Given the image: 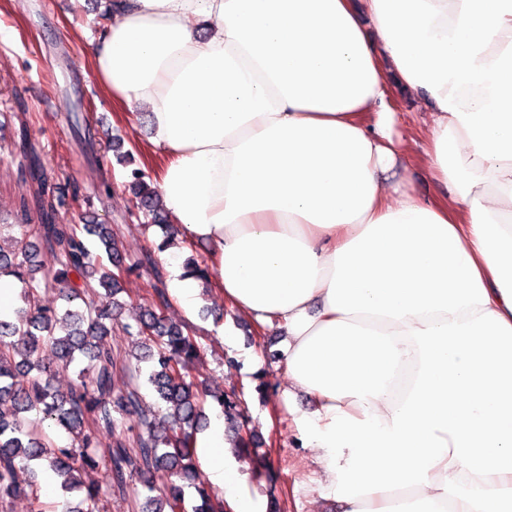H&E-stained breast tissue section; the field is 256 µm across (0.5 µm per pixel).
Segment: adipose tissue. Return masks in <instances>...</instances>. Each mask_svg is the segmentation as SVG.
<instances>
[{"instance_id":"ef3b65f1","label":"adipose tissue","mask_w":512,"mask_h":512,"mask_svg":"<svg viewBox=\"0 0 512 512\" xmlns=\"http://www.w3.org/2000/svg\"><path fill=\"white\" fill-rule=\"evenodd\" d=\"M110 0L90 52L232 310L286 331L283 401L338 512H512V0ZM389 60L429 101L393 130ZM421 156L447 193L415 196ZM306 394L311 409L296 403ZM195 446L232 512H257Z\"/></svg>"}]
</instances>
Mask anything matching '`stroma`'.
I'll list each match as a JSON object with an SVG mask.
<instances>
[{"label":"stroma","mask_w":512,"mask_h":512,"mask_svg":"<svg viewBox=\"0 0 512 512\" xmlns=\"http://www.w3.org/2000/svg\"><path fill=\"white\" fill-rule=\"evenodd\" d=\"M99 31L95 0H0V219L10 224L38 221L36 211L25 214L19 208L21 197L30 194L25 169L14 153L19 133L25 130L53 178L54 195L61 201L60 221L112 225L131 263L153 250L161 231L131 215L125 168L111 141L119 139L123 150L137 152L151 126L142 109L117 118L93 78L87 59ZM389 79L401 132L419 135L423 120L430 117V105L397 74ZM152 279L146 269L125 277L120 295L125 307L105 338L119 388L131 381L127 353L132 338L125 327L134 323ZM165 315L172 322L189 323L202 344L203 358L191 366V377L240 402L243 434L254 442L226 457L229 465L247 475L240 495L254 500L260 512H267L273 502L279 512H333L331 502L300 484L302 477L313 474L311 454L293 446L294 431L283 404L288 381L281 360L269 357L270 352L281 351L282 331L259 332L225 304L212 283L200 290L193 320H186L173 306ZM267 467L279 473L276 485L257 479L258 470Z\"/></svg>","instance_id":"35a3bbf8"}]
</instances>
